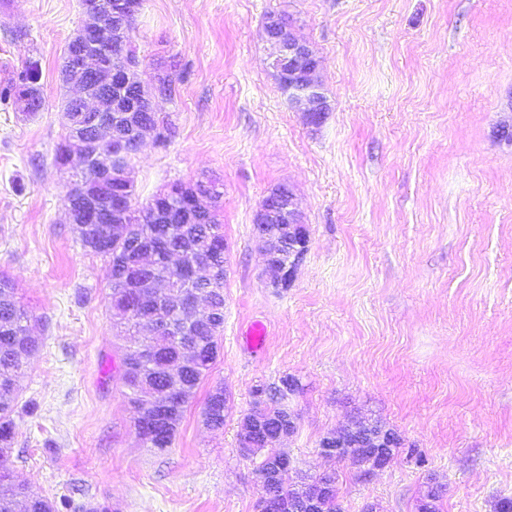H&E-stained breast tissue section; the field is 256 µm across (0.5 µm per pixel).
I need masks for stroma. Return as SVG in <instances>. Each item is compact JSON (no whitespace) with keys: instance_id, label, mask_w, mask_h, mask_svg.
Wrapping results in <instances>:
<instances>
[{"instance_id":"1","label":"stroma","mask_w":512,"mask_h":512,"mask_svg":"<svg viewBox=\"0 0 512 512\" xmlns=\"http://www.w3.org/2000/svg\"><path fill=\"white\" fill-rule=\"evenodd\" d=\"M279 13L319 57L331 110L317 127L268 66ZM80 0H0V91L37 63L43 105L0 100V274L34 316L7 466L77 512H257L259 456L240 450L253 391L291 376L294 470L335 471L343 512H495L512 498V0H144L128 32L145 76L177 64L173 126L131 159L140 200L175 182L224 186L219 356L170 448L138 437L106 261L67 220L70 173L58 69ZM285 184L309 232L288 287L265 274L254 217ZM265 347L249 348L252 322ZM223 388L222 429L204 401ZM397 431L391 465L363 478L319 441L356 419Z\"/></svg>"}]
</instances>
